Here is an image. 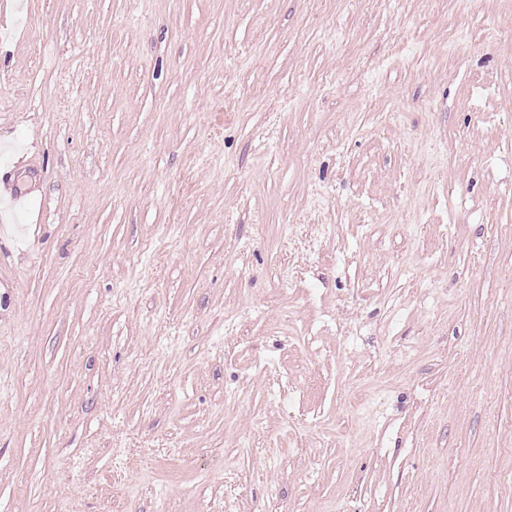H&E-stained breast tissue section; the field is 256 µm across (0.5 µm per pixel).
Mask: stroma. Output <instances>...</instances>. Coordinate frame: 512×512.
<instances>
[{"instance_id": "obj_1", "label": "stroma", "mask_w": 512, "mask_h": 512, "mask_svg": "<svg viewBox=\"0 0 512 512\" xmlns=\"http://www.w3.org/2000/svg\"><path fill=\"white\" fill-rule=\"evenodd\" d=\"M512 0H0V512H512Z\"/></svg>"}]
</instances>
